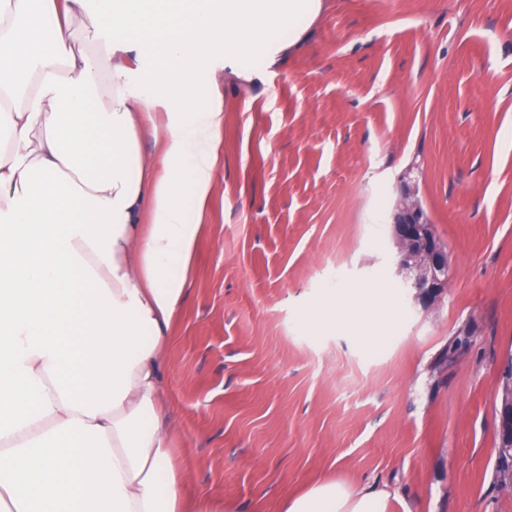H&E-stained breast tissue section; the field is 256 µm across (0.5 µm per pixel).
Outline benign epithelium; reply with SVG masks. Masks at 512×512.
Instances as JSON below:
<instances>
[{"instance_id":"7a95c632","label":"benign epithelium","mask_w":512,"mask_h":512,"mask_svg":"<svg viewBox=\"0 0 512 512\" xmlns=\"http://www.w3.org/2000/svg\"><path fill=\"white\" fill-rule=\"evenodd\" d=\"M397 271L405 274V287L421 305H432L448 285V247L437 235L422 206L417 188L406 181L391 216ZM498 435L508 439L503 449L512 455V389L503 391L498 411Z\"/></svg>"}]
</instances>
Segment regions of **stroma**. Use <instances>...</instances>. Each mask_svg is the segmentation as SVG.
<instances>
[{
	"mask_svg": "<svg viewBox=\"0 0 512 512\" xmlns=\"http://www.w3.org/2000/svg\"><path fill=\"white\" fill-rule=\"evenodd\" d=\"M224 149L169 334L172 448L207 512H285L322 480L386 512H512L496 488L512 358V0H327L224 83ZM411 177L448 246L429 308L395 273ZM362 291L354 315L331 314ZM467 353L431 365L461 326Z\"/></svg>",
	"mask_w": 512,
	"mask_h": 512,
	"instance_id": "1",
	"label": "stroma"
}]
</instances>
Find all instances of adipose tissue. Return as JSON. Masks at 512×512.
Instances as JSON below:
<instances>
[{"instance_id":"adipose-tissue-1","label":"adipose tissue","mask_w":512,"mask_h":512,"mask_svg":"<svg viewBox=\"0 0 512 512\" xmlns=\"http://www.w3.org/2000/svg\"><path fill=\"white\" fill-rule=\"evenodd\" d=\"M322 7L0 0V512H180L164 368L220 156L213 76L250 80ZM388 497L320 481L286 512Z\"/></svg>"}]
</instances>
